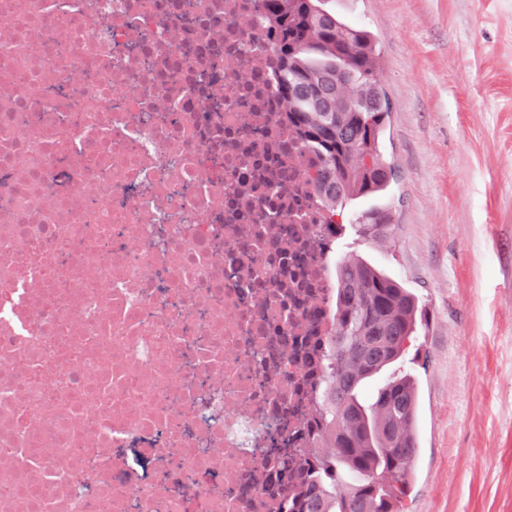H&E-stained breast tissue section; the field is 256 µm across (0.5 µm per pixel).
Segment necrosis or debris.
I'll return each mask as SVG.
<instances>
[{
  "label": "necrosis or debris",
  "mask_w": 512,
  "mask_h": 512,
  "mask_svg": "<svg viewBox=\"0 0 512 512\" xmlns=\"http://www.w3.org/2000/svg\"><path fill=\"white\" fill-rule=\"evenodd\" d=\"M261 15L0 0V512H288L337 240Z\"/></svg>",
  "instance_id": "necrosis-or-debris-1"
}]
</instances>
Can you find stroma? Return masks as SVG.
Returning a JSON list of instances; mask_svg holds the SVG:
<instances>
[{"instance_id":"stroma-1","label":"stroma","mask_w":512,"mask_h":512,"mask_svg":"<svg viewBox=\"0 0 512 512\" xmlns=\"http://www.w3.org/2000/svg\"><path fill=\"white\" fill-rule=\"evenodd\" d=\"M374 36L390 102L395 247L343 231L344 253L428 310L407 347L419 451L404 512H512V0H328Z\"/></svg>"}]
</instances>
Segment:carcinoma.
Returning a JSON list of instances; mask_svg holds the SVG:
<instances>
[{
	"instance_id": "cac0c4a2",
	"label": "carcinoma",
	"mask_w": 512,
	"mask_h": 512,
	"mask_svg": "<svg viewBox=\"0 0 512 512\" xmlns=\"http://www.w3.org/2000/svg\"><path fill=\"white\" fill-rule=\"evenodd\" d=\"M267 31L274 35L276 90L292 143L299 146L305 178L326 209L334 234L343 228V201L380 193L394 171L379 137L388 108L378 105L380 77L371 32L346 23L325 0H262ZM341 61L348 74L344 94L352 111L329 125L311 108L308 94ZM358 232L388 239L391 214L375 208L354 219ZM343 297L326 357L325 429L308 461L310 482L288 512H403L408 475L418 451L417 388L400 372L368 400L358 398L365 380L400 360L425 316L416 297L393 278L347 254L338 270Z\"/></svg>"
}]
</instances>
